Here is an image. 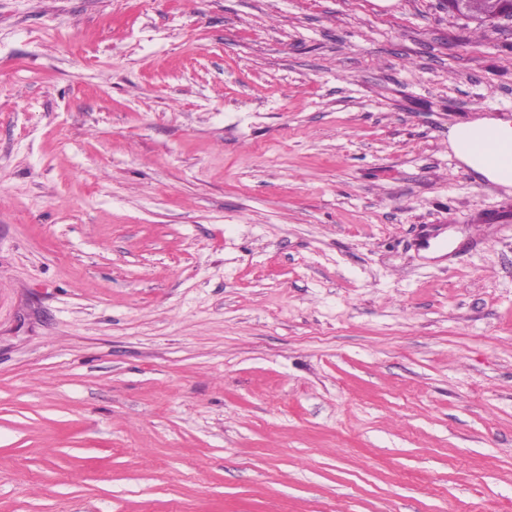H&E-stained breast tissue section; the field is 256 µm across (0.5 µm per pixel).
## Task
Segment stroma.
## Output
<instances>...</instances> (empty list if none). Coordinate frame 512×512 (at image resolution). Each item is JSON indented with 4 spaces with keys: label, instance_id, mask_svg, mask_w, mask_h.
I'll use <instances>...</instances> for the list:
<instances>
[{
    "label": "stroma",
    "instance_id": "1",
    "mask_svg": "<svg viewBox=\"0 0 512 512\" xmlns=\"http://www.w3.org/2000/svg\"><path fill=\"white\" fill-rule=\"evenodd\" d=\"M512 17L0 0V512H512ZM448 141L455 157L472 173L512 187V114L454 124Z\"/></svg>",
    "mask_w": 512,
    "mask_h": 512
}]
</instances>
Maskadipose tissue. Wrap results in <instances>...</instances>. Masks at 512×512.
I'll return each mask as SVG.
<instances>
[{
  "label": "adipose tissue",
  "mask_w": 512,
  "mask_h": 512,
  "mask_svg": "<svg viewBox=\"0 0 512 512\" xmlns=\"http://www.w3.org/2000/svg\"><path fill=\"white\" fill-rule=\"evenodd\" d=\"M448 141L455 157L472 173L512 187V114L456 123Z\"/></svg>",
  "instance_id": "adipose-tissue-1"
}]
</instances>
